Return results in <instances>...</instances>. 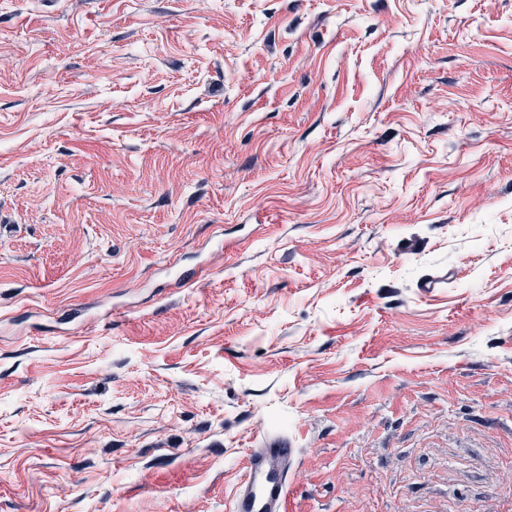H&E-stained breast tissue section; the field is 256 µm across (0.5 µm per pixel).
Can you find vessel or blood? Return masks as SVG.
Segmentation results:
<instances>
[{
    "mask_svg": "<svg viewBox=\"0 0 512 512\" xmlns=\"http://www.w3.org/2000/svg\"><path fill=\"white\" fill-rule=\"evenodd\" d=\"M298 455L299 450L289 437H268L259 447L250 449L229 512H283L288 474Z\"/></svg>",
    "mask_w": 512,
    "mask_h": 512,
    "instance_id": "vessel-or-blood-1",
    "label": "vessel or blood"
}]
</instances>
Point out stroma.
<instances>
[{
    "label": "stroma",
    "mask_w": 512,
    "mask_h": 512,
    "mask_svg": "<svg viewBox=\"0 0 512 512\" xmlns=\"http://www.w3.org/2000/svg\"><path fill=\"white\" fill-rule=\"evenodd\" d=\"M268 434L285 512H512V0H0V512Z\"/></svg>",
    "instance_id": "35a3bbf8"
}]
</instances>
